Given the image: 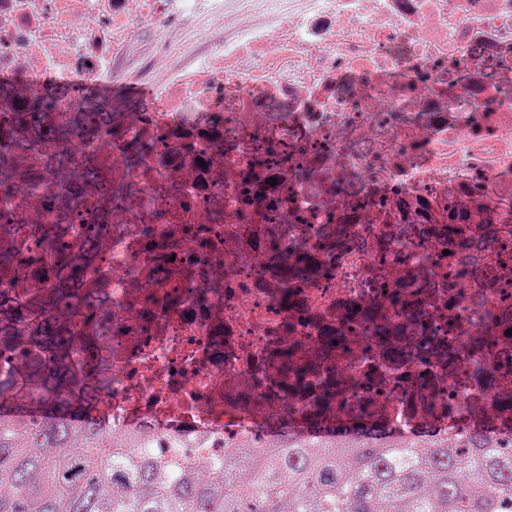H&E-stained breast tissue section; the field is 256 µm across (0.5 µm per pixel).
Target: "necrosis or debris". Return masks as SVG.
<instances>
[{
	"label": "necrosis or debris",
	"mask_w": 512,
	"mask_h": 512,
	"mask_svg": "<svg viewBox=\"0 0 512 512\" xmlns=\"http://www.w3.org/2000/svg\"><path fill=\"white\" fill-rule=\"evenodd\" d=\"M137 68L153 96L117 111L102 89ZM452 220L476 246L471 333L500 261L480 228L512 224V0H0V229L40 226L87 258L113 434L221 450L225 380L259 377L231 348L307 335L238 288L262 225L285 227L286 261L301 225L345 228L309 289L343 304L389 282V251L447 285L458 243L439 262L413 228ZM227 236L224 288L202 296Z\"/></svg>",
	"instance_id": "necrosis-or-debris-1"
}]
</instances>
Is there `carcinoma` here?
<instances>
[{"mask_svg":"<svg viewBox=\"0 0 512 512\" xmlns=\"http://www.w3.org/2000/svg\"><path fill=\"white\" fill-rule=\"evenodd\" d=\"M419 234L460 238L462 224ZM502 250L498 301L484 329L455 326L457 299L476 304L472 288H423L410 277L363 306L313 316L301 284L319 277L301 252L277 272L279 224H266L261 262L248 277L298 311L318 336L269 341L261 378L232 383L224 413L271 417L283 434H259L221 463L202 449L188 457L165 449L125 448L94 422L86 375L70 369L84 356L101 383L112 360L99 355L89 320L69 336H43L42 324L66 318L77 289L66 259L32 228L22 246L0 239V278L23 249L55 272L17 281L0 299V512H504L512 505V228H487ZM71 273L60 277L61 271ZM463 384L459 407L447 381ZM400 393L395 413L381 389Z\"/></svg>","mask_w":512,"mask_h":512,"instance_id":"carcinoma-1","label":"carcinoma"}]
</instances>
